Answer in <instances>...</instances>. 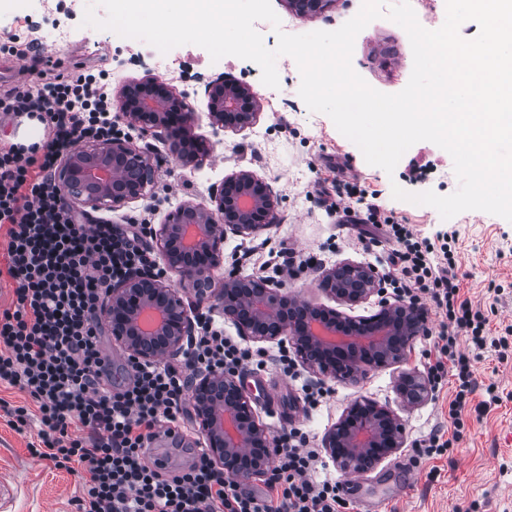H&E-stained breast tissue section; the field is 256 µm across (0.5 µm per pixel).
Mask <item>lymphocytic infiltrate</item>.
<instances>
[{"mask_svg":"<svg viewBox=\"0 0 512 512\" xmlns=\"http://www.w3.org/2000/svg\"><path fill=\"white\" fill-rule=\"evenodd\" d=\"M36 83L0 94V119L37 117L50 131L42 146L0 148V224L7 227L5 274L14 286L13 309L0 312V386L23 393L13 405L0 399L9 426L36 428L32 456L55 467L79 466L76 512H345L336 482L315 477L318 457L305 436L280 440L265 497L240 490L206 452L184 470L148 466L157 430L187 412L189 372L220 368L233 374L251 358L223 330L202 323L185 363L126 361L127 380L112 384V360L101 344V303L113 282L157 271L144 245V220L93 222L65 206L52 171L80 143L118 134L106 83L93 74L61 71L45 59ZM343 216L364 205L376 235L394 242L390 280L410 302L429 298L441 321L428 366L434 383L453 377L448 416L462 431V413L474 390L467 336L473 351L488 341L487 319L462 299L450 241L419 237L407 224L382 216L355 183L339 181Z\"/></svg>","mask_w":512,"mask_h":512,"instance_id":"f902f5d3","label":"lymphocytic infiltrate"}]
</instances>
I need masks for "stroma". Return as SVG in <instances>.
<instances>
[{"instance_id": "stroma-1", "label": "stroma", "mask_w": 512, "mask_h": 512, "mask_svg": "<svg viewBox=\"0 0 512 512\" xmlns=\"http://www.w3.org/2000/svg\"><path fill=\"white\" fill-rule=\"evenodd\" d=\"M89 0H74L75 18L68 37L56 38L54 29L63 20V0H0V40L16 37L18 43L46 40V51L63 67L73 57L83 66L109 72L113 87H120L145 71L169 80L184 92L198 111H205L206 86L221 75L250 85L262 102L257 123L250 129L213 132L200 122L198 132L214 143L212 156L198 170L182 167L159 139H134L136 147H150L159 160L154 196L116 210H101L102 218L121 223L124 218L147 219L161 224L180 202H206L212 186L240 168L268 180L281 198L277 222L253 237L228 235L224 241V268L242 275L269 276L299 299L330 304L315 280L321 269L346 262L387 270L392 249L389 242L359 236L354 225L336 217V164L346 165L361 189L375 194L382 212L410 224L422 235L455 232L461 295L486 314L490 336L500 337L512 327V222L482 211H466L445 220L432 207L394 199L393 186L420 193L437 190V183L412 175L415 165L448 163L445 150L421 141L410 147L394 173L366 163L359 148L342 135L329 116L310 111L299 95L301 75L295 60L279 57L278 88L261 81V69H242L235 57L212 61L202 47L186 44L165 55L158 67L150 44L133 40L116 52L111 31L83 25ZM362 0H336L324 14L294 21V33L334 31L359 11ZM352 67L378 91L403 90L413 69V54L406 31L388 18L372 21L356 37ZM437 318L428 315V333L418 338L403 365L372 371L353 380L321 379L304 364L287 368L279 360L278 343H249L262 358V366L239 372L251 405L273 436L292 429L306 434L311 447L320 449L318 478H332L349 503V512H512V338L505 348L487 347L474 362L475 391L472 407L464 415L465 428L453 438L448 404L454 397L451 381L431 391L427 401L405 409L396 390L401 371L425 375L434 349ZM322 384L326 394L310 404L307 386ZM498 395L488 404L489 395ZM366 397L387 406L405 423L403 448L362 476L347 482L323 452V439L348 404ZM453 439L443 454L426 457L416 451L418 440L429 433ZM29 436L13 430L0 416V512H75L73 500L80 493V478L51 461L33 457ZM417 478L405 488L403 475Z\"/></svg>"}]
</instances>
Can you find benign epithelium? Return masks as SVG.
Returning a JSON list of instances; mask_svg holds the SVG:
<instances>
[{
	"instance_id": "obj_1",
	"label": "benign epithelium",
	"mask_w": 512,
	"mask_h": 512,
	"mask_svg": "<svg viewBox=\"0 0 512 512\" xmlns=\"http://www.w3.org/2000/svg\"><path fill=\"white\" fill-rule=\"evenodd\" d=\"M301 18L325 13L335 0H285ZM208 118L215 130L252 127L261 102L253 89L224 76L207 86ZM115 117L144 137L160 138L182 166L198 168L214 145L196 133L197 113L187 96L152 73L133 79L117 94ZM158 159L123 137L85 144L59 163L54 180L68 205L93 211L115 209L152 197ZM279 195L263 178L241 168L224 176L210 204L185 201L151 231L168 266L179 276L172 284L136 273L112 286L103 313L129 357L140 362L172 358L195 335L197 318L187 299L224 316L253 342L289 339L295 354L322 377L345 380L401 364L425 335V311L402 300L382 299L368 317H352L333 307L302 301L271 279L229 272L214 287L223 266L224 237H250L277 222ZM316 287L354 305L381 293L374 267L345 263L323 269ZM397 391L408 407L429 393L426 379L402 372ZM196 424L210 460L237 482L267 473L276 448L234 375L195 372L189 391ZM404 426L386 406L368 399L351 402L327 433L325 448L345 476H360L404 447Z\"/></svg>"
}]
</instances>
